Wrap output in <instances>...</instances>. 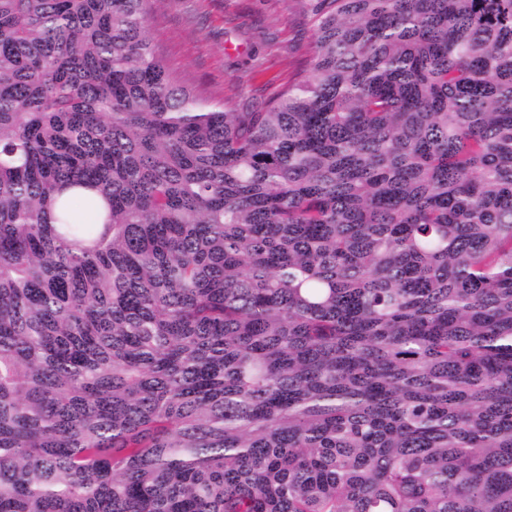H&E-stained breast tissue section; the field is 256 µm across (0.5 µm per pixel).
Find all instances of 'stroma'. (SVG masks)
<instances>
[{
  "label": "stroma",
  "mask_w": 512,
  "mask_h": 512,
  "mask_svg": "<svg viewBox=\"0 0 512 512\" xmlns=\"http://www.w3.org/2000/svg\"><path fill=\"white\" fill-rule=\"evenodd\" d=\"M311 0H155L148 30L179 82L214 103L250 112L310 71Z\"/></svg>",
  "instance_id": "1"
}]
</instances>
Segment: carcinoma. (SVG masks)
Returning <instances> with one entry per match:
<instances>
[{
	"label": "carcinoma",
	"mask_w": 512,
	"mask_h": 512,
	"mask_svg": "<svg viewBox=\"0 0 512 512\" xmlns=\"http://www.w3.org/2000/svg\"><path fill=\"white\" fill-rule=\"evenodd\" d=\"M155 0H0V512H512V0H316L259 112Z\"/></svg>",
	"instance_id": "1"
}]
</instances>
